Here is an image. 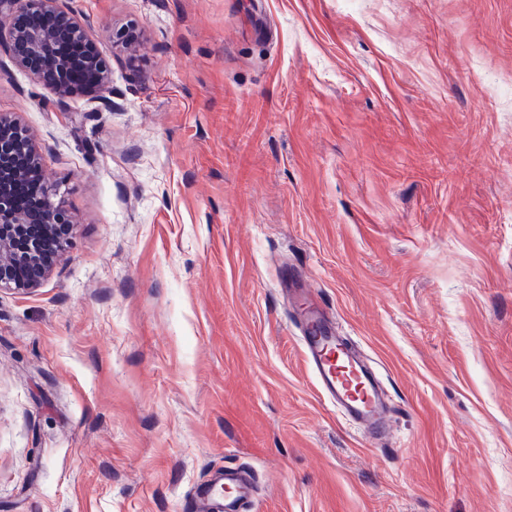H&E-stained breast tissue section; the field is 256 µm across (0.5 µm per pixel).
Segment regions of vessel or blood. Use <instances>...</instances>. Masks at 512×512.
<instances>
[{
    "label": "vessel or blood",
    "mask_w": 512,
    "mask_h": 512,
    "mask_svg": "<svg viewBox=\"0 0 512 512\" xmlns=\"http://www.w3.org/2000/svg\"><path fill=\"white\" fill-rule=\"evenodd\" d=\"M304 359L320 390L352 420L382 423L387 405L377 379L336 326L307 301L299 303ZM254 477L240 468L225 469L185 502L187 512H246Z\"/></svg>",
    "instance_id": "1"
}]
</instances>
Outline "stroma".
I'll return each instance as SVG.
<instances>
[{"label":"stroma","mask_w":512,"mask_h":512,"mask_svg":"<svg viewBox=\"0 0 512 512\" xmlns=\"http://www.w3.org/2000/svg\"><path fill=\"white\" fill-rule=\"evenodd\" d=\"M64 5L104 91L0 54L72 217L0 289V512H181L237 466L250 512H512V0ZM294 277L379 433L308 371Z\"/></svg>","instance_id":"1"}]
</instances>
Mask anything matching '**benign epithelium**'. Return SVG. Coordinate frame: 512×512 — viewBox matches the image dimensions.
Instances as JSON below:
<instances>
[{"label":"benign epithelium","mask_w":512,"mask_h":512,"mask_svg":"<svg viewBox=\"0 0 512 512\" xmlns=\"http://www.w3.org/2000/svg\"><path fill=\"white\" fill-rule=\"evenodd\" d=\"M19 15L35 19L47 15L55 19V24L44 25L37 21L26 28L4 25V21ZM3 30L8 31V37L0 35V52L9 54L19 67L31 71L39 82L44 81L43 71L30 70L29 58H40L44 71L64 69L59 57L52 53L54 44L62 39L79 42L86 52L87 62L99 67L102 73H109L106 59L60 0H0V32ZM22 171L30 178H43L36 144L17 120L0 114V176L10 181ZM40 223L43 224L40 238L34 240L24 258H18L11 248V241L24 232L25 217L13 210L9 191L0 190V288L15 287L13 269L20 261L43 267L41 276L25 284L27 289L37 286L52 269V266L44 265L45 244L55 236L59 225L67 224L69 220L62 200L57 198V190L48 185L45 186Z\"/></svg>","instance_id":"obj_1"}]
</instances>
